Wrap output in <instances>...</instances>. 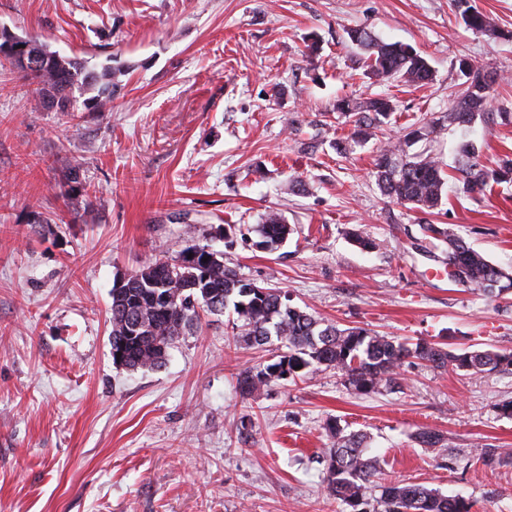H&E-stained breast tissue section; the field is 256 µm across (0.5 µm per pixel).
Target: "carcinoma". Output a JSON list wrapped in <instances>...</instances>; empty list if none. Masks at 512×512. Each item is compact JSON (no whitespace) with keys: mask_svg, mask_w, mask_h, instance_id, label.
Masks as SVG:
<instances>
[{"mask_svg":"<svg viewBox=\"0 0 512 512\" xmlns=\"http://www.w3.org/2000/svg\"><path fill=\"white\" fill-rule=\"evenodd\" d=\"M455 2L467 29L504 36L486 14L469 5V0ZM5 36L29 45L28 66L23 73L36 85L39 107L70 111L72 89L77 86L89 94L84 100L87 110L103 112L112 108L118 77L127 73V66L88 68L50 50L37 37L20 38L1 28L0 40ZM348 38L365 50L366 72L381 81L423 86L433 79L429 61L407 44L384 42L366 27L349 30ZM459 71L465 81L444 119L426 122L395 141L383 143L375 159L373 175L380 192L424 214H432L445 204L448 174L440 157L426 149L414 151L412 146L450 126L472 127L494 116L504 125L512 124L511 112H491L496 74L469 59L460 60ZM335 111L353 123L349 136L335 142L336 153L346 155L384 130L396 105L388 96L359 102L342 98L336 101ZM453 169L458 173L457 187L466 197L483 196L493 184L512 183V156L505 154L495 166L488 167L482 161V146L475 140L458 144ZM56 190L68 200L83 197V214L93 211L80 165L66 167ZM422 230L448 246V266L456 270L450 276L453 282L490 297L512 294V267L491 262L450 226L426 223ZM257 233V246L274 251L294 233V228L282 215L272 212L257 225ZM187 250H199L201 255L210 257L208 266L180 260ZM110 298L112 360H122L124 368L133 371L162 367L170 346L197 326L202 311L220 316L233 308L236 321L240 322L239 338L248 344L263 346L276 337L284 344V350L273 355L266 365L240 375L238 386L244 396L260 392L273 380L301 379L314 366L335 370L349 388L359 393L397 385L400 369L409 359L472 375L512 369L511 351L467 348L456 352L425 338L402 341L362 327L326 324L290 305L281 290L242 280L235 270L224 265L222 253L206 245L195 244L173 254L164 252L149 265L124 276V284L112 290ZM137 318L141 319L143 330L131 335L128 323ZM325 427L336 438L325 452V489L346 506L345 512H372L367 491L380 471V460L368 454L365 435L345 433L339 421L331 417L326 419ZM414 439L428 448L450 447L449 439L431 430L417 431ZM380 504L381 512L472 509V502L463 496H445L411 481L383 486Z\"/></svg>","mask_w":512,"mask_h":512,"instance_id":"cac0c4a2","label":"carcinoma"}]
</instances>
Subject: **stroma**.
<instances>
[{
    "label": "stroma",
    "mask_w": 512,
    "mask_h": 512,
    "mask_svg": "<svg viewBox=\"0 0 512 512\" xmlns=\"http://www.w3.org/2000/svg\"><path fill=\"white\" fill-rule=\"evenodd\" d=\"M369 27L413 46L434 69L407 87L370 78L347 32ZM98 67L128 66L112 108H37L35 87L0 67V512H343L321 480L327 418L366 436L382 471L370 492L407 479L462 495L472 512H512V371L485 376L405 364L371 394L336 371L270 382L242 396L241 372L274 345L238 341L232 315L202 316L158 370L112 361L118 276L192 244L223 252L243 279L287 291L339 327L512 350V296L446 279L444 245L372 176L379 139L350 155L333 142L337 99L392 97L387 136L447 112L459 62L498 75L493 107L512 112V39L468 30L455 0H0V28ZM80 164L94 219L54 190ZM305 191H288L290 177ZM296 231L257 247L256 224ZM437 224L512 266V184L449 193ZM363 228L364 252L346 233ZM250 427H242V418ZM430 428L441 451L411 440ZM473 448L501 451L471 462ZM260 240L257 246L268 251H274L294 233L295 229L287 224L281 214L269 213L262 224L257 225Z\"/></svg>",
    "instance_id": "obj_1"
}]
</instances>
